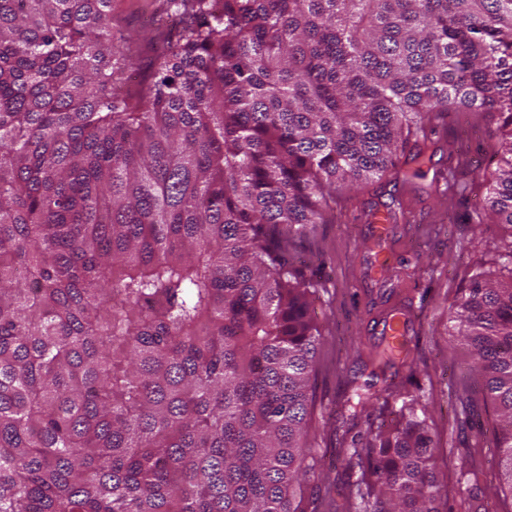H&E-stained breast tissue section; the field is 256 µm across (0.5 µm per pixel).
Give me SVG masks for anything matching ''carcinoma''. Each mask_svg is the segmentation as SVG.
I'll return each mask as SVG.
<instances>
[{
	"instance_id": "carcinoma-1",
	"label": "carcinoma",
	"mask_w": 512,
	"mask_h": 512,
	"mask_svg": "<svg viewBox=\"0 0 512 512\" xmlns=\"http://www.w3.org/2000/svg\"><path fill=\"white\" fill-rule=\"evenodd\" d=\"M112 0H0V512H322L320 341L291 235L443 112H484L512 227V0H166L151 81L112 82ZM448 309L512 491V268ZM407 344L354 381L390 404ZM417 400L350 437L364 512H439Z\"/></svg>"
}]
</instances>
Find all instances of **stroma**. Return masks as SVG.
<instances>
[{"mask_svg": "<svg viewBox=\"0 0 512 512\" xmlns=\"http://www.w3.org/2000/svg\"><path fill=\"white\" fill-rule=\"evenodd\" d=\"M165 10V0H112V25L149 31ZM434 127L421 147L432 157L422 177L407 180L389 170L381 180L343 195L333 223L315 225L288 246L290 257L305 260L306 274L317 285L313 309L323 336L309 430L325 470L321 480L309 482L307 494L318 500L330 492L337 506H344L352 472L343 436L364 430L366 418H350L343 404L364 356L376 349L386 322L400 312L408 329V358L393 387L417 396L426 409L438 442L434 471L445 486L444 512H512V496L503 492L489 446L494 406L470 369L469 353L448 327V308L460 288L476 272L499 276L503 256L512 248L511 226L476 216L486 193L480 168L493 159L497 140L481 112H447ZM456 155L464 158L456 170L462 190L438 195L435 181ZM379 207L391 217L384 246L394 263L385 280L366 248L373 238L366 217Z\"/></svg>", "mask_w": 512, "mask_h": 512, "instance_id": "35a3bbf8", "label": "stroma"}]
</instances>
